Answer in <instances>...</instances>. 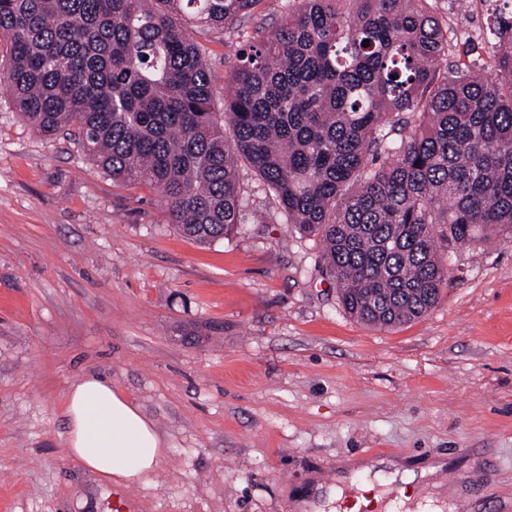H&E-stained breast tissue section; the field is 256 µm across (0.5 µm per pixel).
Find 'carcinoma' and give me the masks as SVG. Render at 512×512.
<instances>
[{
	"label": "carcinoma",
	"mask_w": 512,
	"mask_h": 512,
	"mask_svg": "<svg viewBox=\"0 0 512 512\" xmlns=\"http://www.w3.org/2000/svg\"><path fill=\"white\" fill-rule=\"evenodd\" d=\"M503 2L487 80L440 68L433 0H300L238 51L219 112L193 28L238 25L257 0H0V91L41 136L65 132L104 174L155 189L168 223L201 243L240 223L245 162L318 239L343 309L394 328L438 301L439 242L512 240Z\"/></svg>",
	"instance_id": "cac0c4a2"
}]
</instances>
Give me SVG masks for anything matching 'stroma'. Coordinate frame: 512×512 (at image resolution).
Here are the masks:
<instances>
[{
	"label": "stroma",
	"instance_id": "35a3bbf8",
	"mask_svg": "<svg viewBox=\"0 0 512 512\" xmlns=\"http://www.w3.org/2000/svg\"><path fill=\"white\" fill-rule=\"evenodd\" d=\"M496 0H435L448 64L494 72ZM291 0L197 32L216 89ZM242 221L200 244L146 185L35 134L0 94V512H112L114 490L65 454L72 384L95 373L166 443L128 512H295L315 484L380 512H448L418 477L463 475L466 512H512V241L450 250L428 314L374 328L342 308L318 241L240 168ZM397 461L405 479L340 463Z\"/></svg>",
	"mask_w": 512,
	"mask_h": 512
}]
</instances>
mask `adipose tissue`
Returning a JSON list of instances; mask_svg holds the SVG:
<instances>
[{
  "label": "adipose tissue",
  "instance_id": "ef3b65f1",
  "mask_svg": "<svg viewBox=\"0 0 512 512\" xmlns=\"http://www.w3.org/2000/svg\"><path fill=\"white\" fill-rule=\"evenodd\" d=\"M65 418L67 455L101 484L148 482L165 456L152 420L104 378L90 375L71 386Z\"/></svg>",
  "mask_w": 512,
  "mask_h": 512
}]
</instances>
